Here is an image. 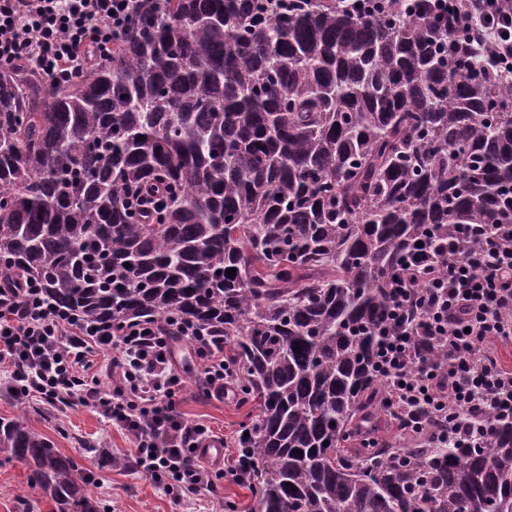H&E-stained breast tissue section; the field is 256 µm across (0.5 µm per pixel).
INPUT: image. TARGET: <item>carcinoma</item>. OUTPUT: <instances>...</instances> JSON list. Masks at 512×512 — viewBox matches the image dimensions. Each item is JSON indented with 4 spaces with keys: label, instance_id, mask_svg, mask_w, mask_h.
<instances>
[{
    "label": "carcinoma",
    "instance_id": "carcinoma-1",
    "mask_svg": "<svg viewBox=\"0 0 512 512\" xmlns=\"http://www.w3.org/2000/svg\"><path fill=\"white\" fill-rule=\"evenodd\" d=\"M448 58L431 12L344 0H136L64 82L0 64V278L85 323L194 320L256 414L254 512H512V423L478 448H361L378 329L413 269L512 224V80ZM156 206L132 211L130 191ZM423 246H417V242ZM131 267H125V264ZM236 269L229 277L225 271ZM54 512H105L0 417Z\"/></svg>",
    "mask_w": 512,
    "mask_h": 512
}]
</instances>
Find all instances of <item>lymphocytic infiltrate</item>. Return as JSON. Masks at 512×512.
<instances>
[{
    "label": "lymphocytic infiltrate",
    "instance_id": "lymphocytic-infiltrate-1",
    "mask_svg": "<svg viewBox=\"0 0 512 512\" xmlns=\"http://www.w3.org/2000/svg\"><path fill=\"white\" fill-rule=\"evenodd\" d=\"M130 2L0 0V62H25L51 79L73 72L89 54L109 52ZM427 2L454 36L449 55L461 54L464 43L456 36L467 31L470 41L487 48V71L512 77V0ZM499 230L481 248L449 261L447 276L418 260L429 288L417 324H406L410 291L398 288L391 312L403 327L379 329L386 405L421 409L439 419L438 444L474 448L488 438L485 415L512 420V370L503 368L491 347L496 339L512 337V248L500 240L512 233V224ZM179 339L193 347L206 395L224 397V344L191 324L87 325L55 313L34 288L9 304L0 298V365L17 397H37L62 410H97L133 436L127 465L160 483L177 502L219 491L218 470L203 461L216 435L175 409ZM422 342L445 347L447 357L431 361L418 355L415 346Z\"/></svg>",
    "mask_w": 512,
    "mask_h": 512
}]
</instances>
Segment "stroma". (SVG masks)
Instances as JSON below:
<instances>
[{
  "instance_id": "obj_1",
  "label": "stroma",
  "mask_w": 512,
  "mask_h": 512,
  "mask_svg": "<svg viewBox=\"0 0 512 512\" xmlns=\"http://www.w3.org/2000/svg\"><path fill=\"white\" fill-rule=\"evenodd\" d=\"M175 357L183 380L175 397L177 411L223 437L224 455H233L243 425L255 413L253 403L207 397L187 341L176 343ZM7 387L8 373L0 367V417L21 416L30 429L48 438L60 453L74 459L90 474L89 488L101 499L106 512H227L226 505L230 502L235 503L236 512H251L254 498L248 485L228 479L220 480L218 495H200L175 503L151 478L112 464V457L123 456L132 447L133 438L128 432L112 426L89 408L60 411L36 397L18 405L7 394ZM26 475L24 462L0 459V512H16L17 498L21 495L28 497L34 512H52V503L39 490L28 487Z\"/></svg>"
}]
</instances>
